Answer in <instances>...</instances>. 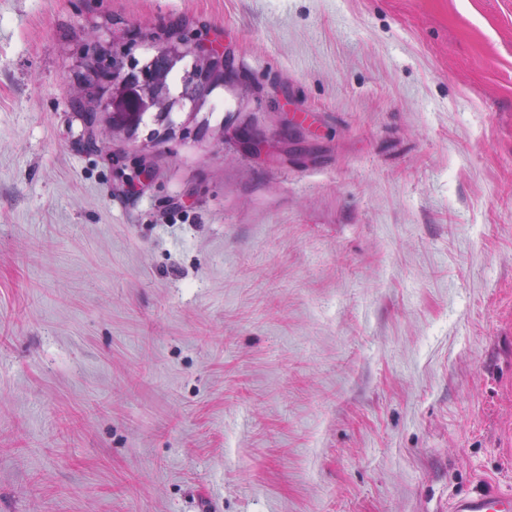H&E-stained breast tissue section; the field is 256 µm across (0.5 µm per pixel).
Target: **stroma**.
Returning a JSON list of instances; mask_svg holds the SVG:
<instances>
[{
  "instance_id": "obj_1",
  "label": "stroma",
  "mask_w": 512,
  "mask_h": 512,
  "mask_svg": "<svg viewBox=\"0 0 512 512\" xmlns=\"http://www.w3.org/2000/svg\"><path fill=\"white\" fill-rule=\"evenodd\" d=\"M176 24L223 82L87 145L88 48L141 62ZM488 491L512 492V0H0V512Z\"/></svg>"
}]
</instances>
